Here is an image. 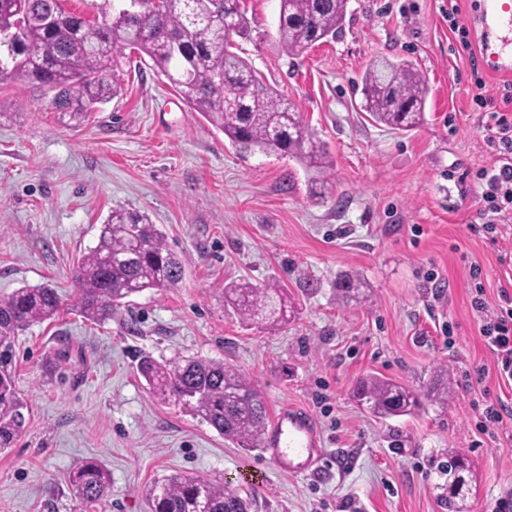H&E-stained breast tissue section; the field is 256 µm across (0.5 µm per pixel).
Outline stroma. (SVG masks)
Instances as JSON below:
<instances>
[{"label": "stroma", "instance_id": "1", "mask_svg": "<svg viewBox=\"0 0 512 512\" xmlns=\"http://www.w3.org/2000/svg\"><path fill=\"white\" fill-rule=\"evenodd\" d=\"M236 39L262 80L301 112L333 168L322 196L294 159L232 146L152 67L132 58L122 93L75 125L47 86L0 78V296L55 285L57 315L16 339L25 425L0 451V512H80L68 474L100 461L112 477L98 512H147L145 488L182 473L229 483L250 512H448V451L476 464L464 512H491L512 492V427L481 432L486 402L512 403L471 307V265L488 304L512 293V214L498 242L473 231V177L495 165L492 101H472L471 56L448 28L449 0H349L342 34L290 59L276 41L280 0H242ZM413 61L430 92L426 122L402 132L362 111L372 61ZM147 214L183 262L179 287L131 297L111 320L79 309L78 261L115 209ZM363 278L367 301L342 303L337 280ZM284 288L287 325L244 324L224 307L226 284ZM199 357L252 380L268 411L308 409L324 436L315 476H289L262 449L244 451L137 374L141 356ZM448 368L447 408L381 420L353 397L359 379L415 387Z\"/></svg>", "mask_w": 512, "mask_h": 512}]
</instances>
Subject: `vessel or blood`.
<instances>
[{"label": "vessel or blood", "instance_id": "vessel-or-blood-1", "mask_svg": "<svg viewBox=\"0 0 512 512\" xmlns=\"http://www.w3.org/2000/svg\"><path fill=\"white\" fill-rule=\"evenodd\" d=\"M473 21L479 53L491 62L490 73L511 76L512 0H476ZM265 451L282 473L300 476L317 471L324 442L314 416L294 405L279 407L266 433Z\"/></svg>", "mask_w": 512, "mask_h": 512}]
</instances>
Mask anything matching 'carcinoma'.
Listing matches in <instances>:
<instances>
[{
    "label": "carcinoma",
    "instance_id": "obj_1",
    "mask_svg": "<svg viewBox=\"0 0 512 512\" xmlns=\"http://www.w3.org/2000/svg\"><path fill=\"white\" fill-rule=\"evenodd\" d=\"M348 0H280L276 37L291 59L342 33ZM90 19L65 0H0V31H17L14 45L0 51V77L23 76L55 91L53 106L80 124L86 109L121 92L115 54L123 48L146 55L179 90L189 108L222 132L239 150L279 152L323 175L330 159L299 112L252 65L233 51L234 38L249 34L239 0H161L145 13H130L125 0H99ZM428 85L417 65L384 57L361 78L363 110L372 121L411 131L424 124ZM180 258L164 234L140 212L112 211L98 244L78 267L80 312L105 322L124 300L148 288H175L183 277ZM224 304L245 321H288L284 289L243 280L224 288ZM60 300L48 284L23 287L0 297V450L11 447L24 425L25 403L16 386L14 343L18 333L52 318ZM138 374L160 401L175 400L241 448L261 446L268 422L263 398L244 375L222 361L182 359L160 363L149 356ZM358 403L389 419L412 415L423 400L448 402L447 369L440 366L424 392L375 374L354 389ZM69 482L84 508L102 504L111 474L98 461H83ZM448 509L476 484L465 454L448 450ZM149 512H249V502L229 485L171 474L148 485Z\"/></svg>",
    "mask_w": 512,
    "mask_h": 512
}]
</instances>
